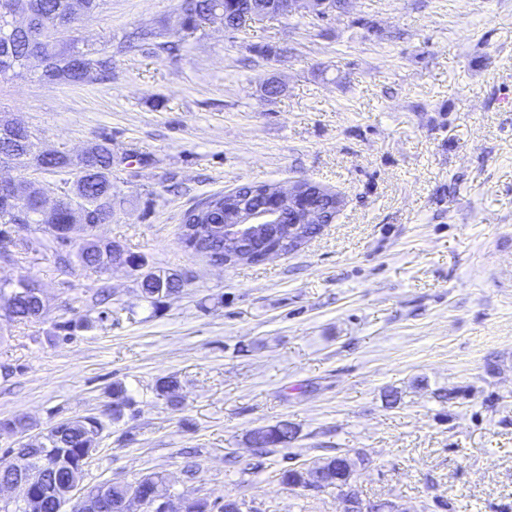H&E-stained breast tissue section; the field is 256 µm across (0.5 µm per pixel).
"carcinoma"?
Returning <instances> with one entry per match:
<instances>
[{
	"instance_id": "obj_1",
	"label": "carcinoma",
	"mask_w": 512,
	"mask_h": 512,
	"mask_svg": "<svg viewBox=\"0 0 512 512\" xmlns=\"http://www.w3.org/2000/svg\"><path fill=\"white\" fill-rule=\"evenodd\" d=\"M248 2L249 9L261 12L268 0H182L179 25L191 27L197 19L218 14L229 16L239 4ZM103 0H0V47H9V55L0 57V75H20L27 63L35 59L39 63L40 77L51 72L50 82L81 84L86 81L88 63L95 65L94 73L104 74L112 69V61L94 49L63 46L58 42L48 43L40 39L43 25L54 22L59 26L72 27L80 17L97 12ZM25 17L21 27L7 26L12 17ZM160 36L151 26H140L128 36V47L151 46ZM25 135L19 132L0 133V164L8 163L25 151ZM39 168L45 171H75L71 190L73 197L58 205L53 214L45 215L39 207L41 191L33 184L25 186V196L14 203L0 197V241L14 247H28V240L14 239L11 228L18 227L29 234L41 233L40 244L46 249L58 250L65 242L64 232L69 224L85 225L87 239L72 253L75 263L84 269L102 271L112 266V242H103L96 237V230L103 224L112 223V210L121 204L120 194L112 189V139L105 137L97 151L86 157L81 164L71 166L67 157L52 149L38 160ZM224 223V193H214L196 206L187 209L182 217L183 225H211ZM206 246L203 250L221 262H226L224 237L214 236L213 230L203 231ZM126 262L138 280L141 294L154 307L164 300L181 293L189 284V276L180 270H156L149 267L142 254L127 253ZM13 294L15 322H26L36 318L40 307L41 289L37 282L21 277L15 282L0 284V296ZM154 392L158 399L175 409L183 405L182 386L175 375L157 379ZM112 411L102 417L77 416L60 422L59 442L54 447L63 449L56 454L59 462L48 471V480L59 488L65 487L69 464L79 461L84 455L86 434L92 429L104 430L112 421H117L126 412L133 410L135 400L127 386L116 381L109 388ZM296 429L286 421L254 430L250 434V446L260 454L277 448H287L296 439ZM308 469L291 467L281 470V481L290 487H306ZM141 492L167 493L163 477L157 473L141 476L136 480ZM132 483L113 481L107 484L112 497V512H119Z\"/></svg>"
}]
</instances>
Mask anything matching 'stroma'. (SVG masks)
Returning a JSON list of instances; mask_svg holds the SVG:
<instances>
[{"mask_svg":"<svg viewBox=\"0 0 512 512\" xmlns=\"http://www.w3.org/2000/svg\"><path fill=\"white\" fill-rule=\"evenodd\" d=\"M180 3L105 0L61 33L111 54L110 79L0 76V114L37 145L77 154L111 138L124 202L99 236L191 277L156 310L127 268L85 270L35 239L0 253V282L29 276L47 304L0 320V420L27 422L0 431V454L102 412L119 380L135 413L103 431L84 490L159 473L173 495L342 512L336 491L280 471L346 455L364 460L363 499L512 512V0H349L326 20L185 38ZM139 25L178 51L122 50ZM297 180L345 200L299 251L219 268L182 243V213L207 196ZM165 375L180 409L155 396ZM282 420L296 440L257 456L250 432ZM181 390V383L174 375L158 378L154 386L157 399L164 400L167 405L175 409H179L184 402Z\"/></svg>","mask_w":512,"mask_h":512,"instance_id":"obj_1","label":"stroma"}]
</instances>
